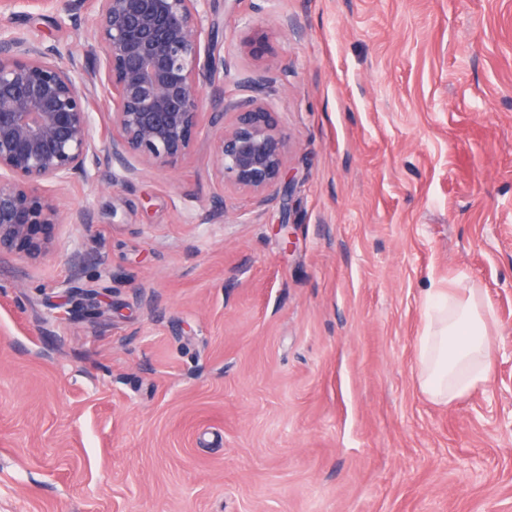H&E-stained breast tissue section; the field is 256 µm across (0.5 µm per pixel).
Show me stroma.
<instances>
[{
  "mask_svg": "<svg viewBox=\"0 0 512 512\" xmlns=\"http://www.w3.org/2000/svg\"><path fill=\"white\" fill-rule=\"evenodd\" d=\"M68 8L13 26L80 56ZM206 10L225 87L269 36L293 195L222 188L201 135L125 188L74 179L92 228L0 256V512H512V0ZM94 280L111 317L60 314ZM431 288L496 323L448 404L417 380Z\"/></svg>",
  "mask_w": 512,
  "mask_h": 512,
  "instance_id": "obj_1",
  "label": "stroma"
}]
</instances>
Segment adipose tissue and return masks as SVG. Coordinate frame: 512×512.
I'll list each match as a JSON object with an SVG mask.
<instances>
[{"instance_id":"adipose-tissue-1","label":"adipose tissue","mask_w":512,"mask_h":512,"mask_svg":"<svg viewBox=\"0 0 512 512\" xmlns=\"http://www.w3.org/2000/svg\"><path fill=\"white\" fill-rule=\"evenodd\" d=\"M427 330L417 343V375L432 400L448 403L484 385L492 351L490 310L475 296L431 290L425 299Z\"/></svg>"}]
</instances>
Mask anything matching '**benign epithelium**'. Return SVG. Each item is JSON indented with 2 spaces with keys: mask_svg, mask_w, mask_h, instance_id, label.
<instances>
[{
  "mask_svg": "<svg viewBox=\"0 0 512 512\" xmlns=\"http://www.w3.org/2000/svg\"><path fill=\"white\" fill-rule=\"evenodd\" d=\"M74 10L85 12L90 43L82 64L63 63L65 43L46 45L0 23V253L36 260L60 226H91L89 209L66 208L49 185L62 192L102 166L119 167L114 188L146 167L175 169L192 152L206 110L222 187L261 206L276 195L289 199L288 137L269 105L282 71L267 34L245 40L265 67L236 78L229 94L204 0H75ZM89 87L112 102V134L100 141L91 133ZM65 303L87 319L112 312V298L94 286L69 289Z\"/></svg>",
  "mask_w": 512,
  "mask_h": 512,
  "instance_id": "1",
  "label": "benign epithelium"
}]
</instances>
